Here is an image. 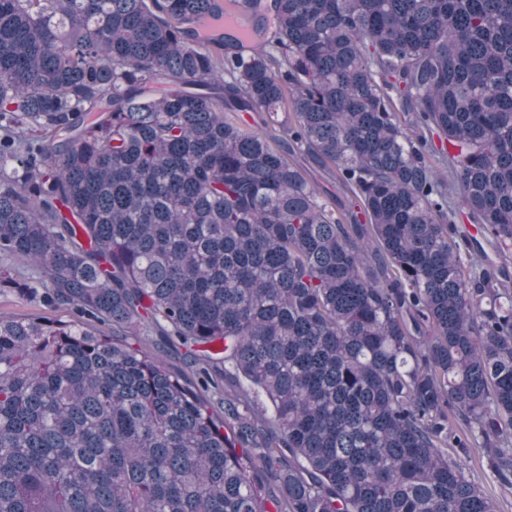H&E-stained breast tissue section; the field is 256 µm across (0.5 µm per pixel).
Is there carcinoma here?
<instances>
[{
    "instance_id": "obj_1",
    "label": "carcinoma",
    "mask_w": 512,
    "mask_h": 512,
    "mask_svg": "<svg viewBox=\"0 0 512 512\" xmlns=\"http://www.w3.org/2000/svg\"><path fill=\"white\" fill-rule=\"evenodd\" d=\"M249 2L211 53L214 0H0V291L98 324L0 316V512H496L471 448L512 486V0ZM281 109L369 223L224 117ZM435 170L444 179L448 185V205L455 211L454 220L456 224L467 229L472 223L468 219L467 212L465 210L458 209V195L456 193V182L451 173L442 165H436ZM467 225V227H466ZM155 336H143L141 337L142 343H146L147 347L151 351V353L165 362L168 366L173 368L174 370L182 372L188 380H193L194 376L189 368L184 363L182 353L183 350L179 348L178 350L172 347H157L154 344L150 343L151 338Z\"/></svg>"
}]
</instances>
